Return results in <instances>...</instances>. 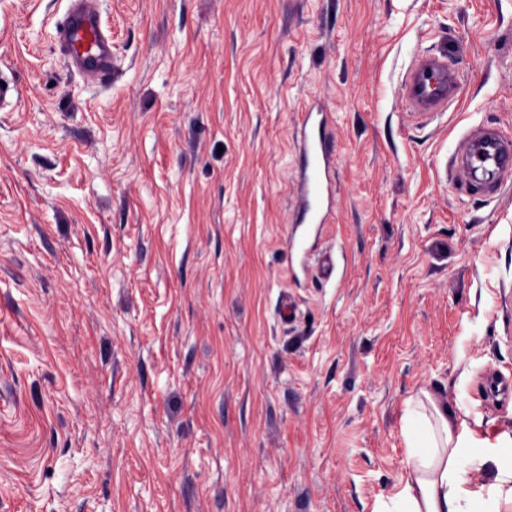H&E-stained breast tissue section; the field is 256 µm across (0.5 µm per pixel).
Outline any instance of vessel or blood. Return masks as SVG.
I'll list each match as a JSON object with an SVG mask.
<instances>
[{"instance_id":"b4317fda","label":"vessel or blood","mask_w":512,"mask_h":512,"mask_svg":"<svg viewBox=\"0 0 512 512\" xmlns=\"http://www.w3.org/2000/svg\"><path fill=\"white\" fill-rule=\"evenodd\" d=\"M60 47L78 70L105 76L112 69L111 50L96 12L87 0H72L59 27ZM460 86V78L445 58L420 54L408 69L402 95L409 117L430 119L444 111ZM327 117L320 106L305 109L301 119L300 202L297 221L321 224L336 194L333 147L326 135ZM468 169L493 168L492 182L468 181L467 190L497 193L512 179V135L498 130H475L460 144Z\"/></svg>"}]
</instances>
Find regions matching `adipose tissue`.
Instances as JSON below:
<instances>
[{
	"label": "adipose tissue",
	"instance_id": "adipose-tissue-1",
	"mask_svg": "<svg viewBox=\"0 0 512 512\" xmlns=\"http://www.w3.org/2000/svg\"><path fill=\"white\" fill-rule=\"evenodd\" d=\"M402 437L410 472L395 485L379 512H512V438L498 445L478 439L468 427H456L448 410H426L420 398L408 399ZM485 475L473 484L472 473Z\"/></svg>",
	"mask_w": 512,
	"mask_h": 512
}]
</instances>
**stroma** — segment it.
Returning a JSON list of instances; mask_svg holds the SVG:
<instances>
[{"label": "stroma", "mask_w": 512, "mask_h": 512, "mask_svg": "<svg viewBox=\"0 0 512 512\" xmlns=\"http://www.w3.org/2000/svg\"><path fill=\"white\" fill-rule=\"evenodd\" d=\"M70 4L0 0V512H374L425 391L512 435V185L448 164L512 132V0H96V80ZM428 51L461 86L418 125ZM311 104L328 279L283 246ZM74 0L59 27L60 47L78 70L107 75L112 69L111 50L96 12Z\"/></svg>", "instance_id": "1"}]
</instances>
